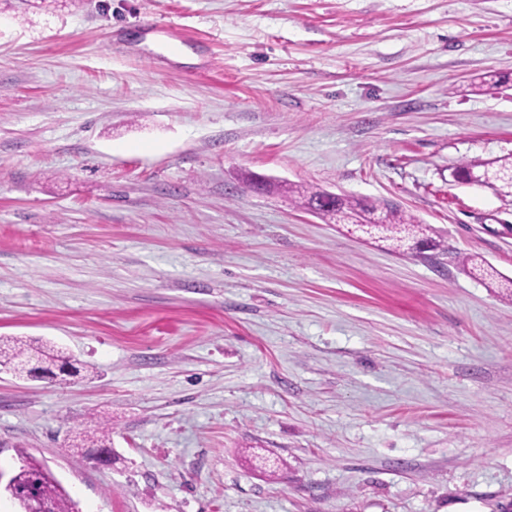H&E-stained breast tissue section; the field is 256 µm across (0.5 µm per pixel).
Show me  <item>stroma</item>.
<instances>
[{
    "instance_id": "obj_1",
    "label": "stroma",
    "mask_w": 512,
    "mask_h": 512,
    "mask_svg": "<svg viewBox=\"0 0 512 512\" xmlns=\"http://www.w3.org/2000/svg\"><path fill=\"white\" fill-rule=\"evenodd\" d=\"M510 155L512 0H0V336L85 369L0 371V468L79 512H512V195L451 176ZM302 205L309 209L314 208L325 217H329L337 224H354L362 230L365 227L377 228L384 236L380 238L392 241L393 247L400 250L403 242L408 239L412 241L409 249L416 254H421L426 249L434 248L435 242L426 235L427 228L418 224L413 216L405 215L401 210L388 203L362 204L346 196L328 193L329 197H336L331 205L326 206L323 200L325 192L314 190L313 187L303 188L297 191ZM379 215H377V212ZM381 224H375L376 221ZM402 233L404 235L402 236ZM109 424H99L94 428H86L83 432L85 433L84 441H87L92 447V450L99 449V454L108 453L109 461L112 464V447L110 442V434L112 433V426L109 427ZM16 455L19 465L11 480L15 493H6L16 505L15 512H25L26 493L30 491L43 498L52 512H79L69 493L41 461L24 449L17 450Z\"/></svg>"
}]
</instances>
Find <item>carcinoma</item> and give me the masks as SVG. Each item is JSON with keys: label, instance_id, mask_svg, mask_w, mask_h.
<instances>
[{"label": "carcinoma", "instance_id": "obj_1", "mask_svg": "<svg viewBox=\"0 0 512 512\" xmlns=\"http://www.w3.org/2000/svg\"><path fill=\"white\" fill-rule=\"evenodd\" d=\"M452 176L461 183L478 182L498 193H504L512 190V157L481 165L466 161L455 167ZM298 196L305 208H313L338 224L347 223L361 229L374 227L381 230L382 239L393 242V247L397 250L403 247V242L407 239L412 241L410 249L418 254L435 247V242L426 235L425 226L388 203L362 204L339 195L336 201L327 206L323 203L325 192L311 187L299 190ZM0 367L13 372L28 367L43 376L65 374L73 377L80 374L77 362L67 352L21 337L0 339ZM111 433V427L99 424L85 430V441L92 449L110 454ZM17 457L19 465L14 471L15 478L12 479L13 490L7 492L15 503L17 512H25L27 493L30 491L43 498L51 512H78L69 493L41 461L24 449L17 450Z\"/></svg>", "mask_w": 512, "mask_h": 512}]
</instances>
